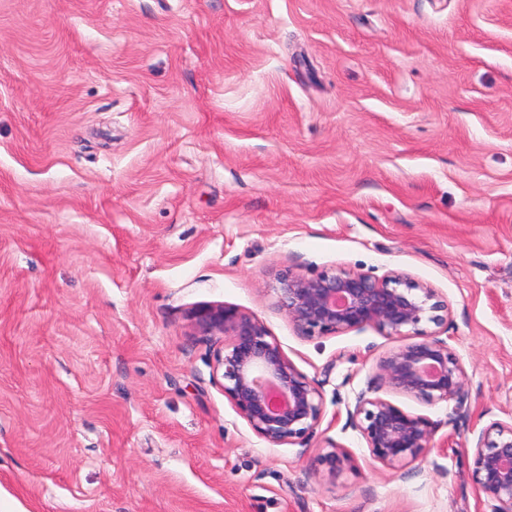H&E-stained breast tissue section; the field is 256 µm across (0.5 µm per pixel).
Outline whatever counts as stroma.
Returning a JSON list of instances; mask_svg holds the SVG:
<instances>
[{
	"mask_svg": "<svg viewBox=\"0 0 512 512\" xmlns=\"http://www.w3.org/2000/svg\"><path fill=\"white\" fill-rule=\"evenodd\" d=\"M404 272L467 372L392 469L341 414L396 340L303 336L278 274ZM255 314L323 397L273 445L196 312ZM512 423V0H0V512H494ZM349 455L323 464L331 445ZM472 448V476L479 490L498 503L495 512H512V423L491 422Z\"/></svg>",
	"mask_w": 512,
	"mask_h": 512,
	"instance_id": "obj_1",
	"label": "stroma"
}]
</instances>
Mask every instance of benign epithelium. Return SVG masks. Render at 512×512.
<instances>
[{
    "mask_svg": "<svg viewBox=\"0 0 512 512\" xmlns=\"http://www.w3.org/2000/svg\"><path fill=\"white\" fill-rule=\"evenodd\" d=\"M277 303L302 336H327L376 329L381 335L411 337L382 356L378 379L389 391L433 402H455L460 415L467 401V374L461 359L438 331L448 319V303L438 291L403 272L376 279L341 268L308 277L291 270L278 275ZM209 336L224 338L215 370L224 396L258 436L272 445L294 444L315 433L323 399L315 383L286 357L280 343L257 316L235 307H208L197 316ZM373 460L399 468L429 454L436 425L379 395L361 392L346 408ZM473 479L497 502L495 512H512V424L493 421L473 446Z\"/></svg>",
    "mask_w": 512,
    "mask_h": 512,
    "instance_id": "obj_1",
    "label": "benign epithelium"
}]
</instances>
